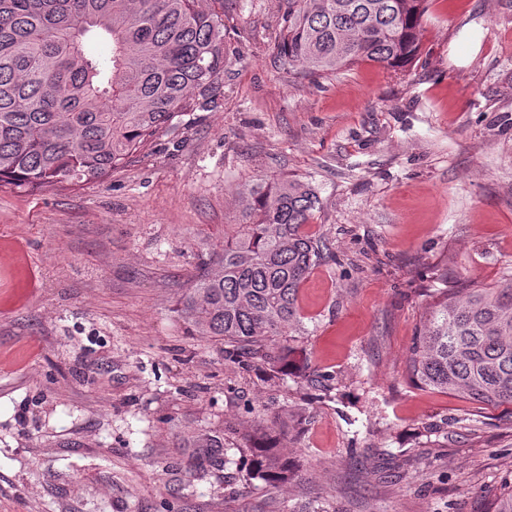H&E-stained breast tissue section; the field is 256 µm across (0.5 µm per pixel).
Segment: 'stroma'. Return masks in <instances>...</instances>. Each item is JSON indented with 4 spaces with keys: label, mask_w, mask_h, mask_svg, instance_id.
<instances>
[{
    "label": "stroma",
    "mask_w": 512,
    "mask_h": 512,
    "mask_svg": "<svg viewBox=\"0 0 512 512\" xmlns=\"http://www.w3.org/2000/svg\"><path fill=\"white\" fill-rule=\"evenodd\" d=\"M277 0H224L208 111L101 181L0 187V512H486L512 478V416L406 379L444 282L512 272V0H430L420 60L300 82ZM312 182L334 260L303 282L296 365L329 390L286 441L297 485L189 474L201 427L300 403L176 307L237 193Z\"/></svg>",
    "instance_id": "obj_1"
}]
</instances>
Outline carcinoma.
Returning a JSON list of instances; mask_svg holds the SVG:
<instances>
[{
    "mask_svg": "<svg viewBox=\"0 0 512 512\" xmlns=\"http://www.w3.org/2000/svg\"><path fill=\"white\" fill-rule=\"evenodd\" d=\"M223 0H0V185L33 192L102 180L168 131L176 113L206 111L227 64ZM429 0H279V61L316 77L370 62L402 71L421 55ZM110 47L101 63L86 49ZM224 248L200 263L177 316L192 336L221 341L234 362L270 379L295 368L299 288L331 256L305 230L321 212L308 182L245 187ZM407 379L512 411V274L456 283L434 298L410 350ZM312 416L297 408L264 419L247 451L249 478L292 484L299 462L284 442ZM188 447L196 469L227 468L221 429ZM488 512H512V482Z\"/></svg>",
    "mask_w": 512,
    "mask_h": 512,
    "instance_id": "carcinoma-1",
    "label": "carcinoma"
}]
</instances>
